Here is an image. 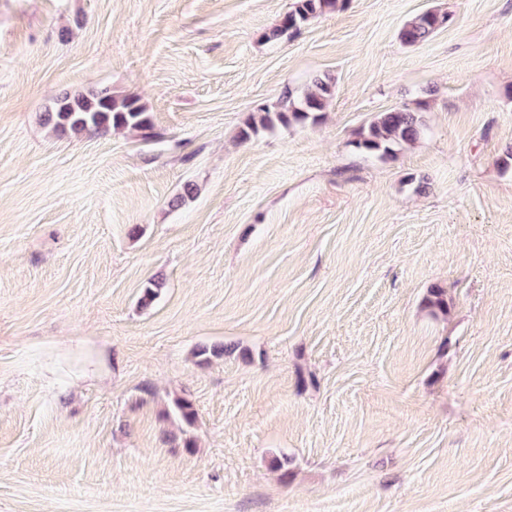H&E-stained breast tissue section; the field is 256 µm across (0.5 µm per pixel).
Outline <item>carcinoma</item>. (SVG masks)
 Instances as JSON below:
<instances>
[{"label": "carcinoma", "instance_id": "carcinoma-1", "mask_svg": "<svg viewBox=\"0 0 512 512\" xmlns=\"http://www.w3.org/2000/svg\"><path fill=\"white\" fill-rule=\"evenodd\" d=\"M346 0H293L292 6L278 24L264 33L267 41L294 34L313 19L344 6ZM448 12L426 10L411 17L399 32L400 42L415 46L429 41L435 33L448 26ZM334 80L327 75L315 76L300 90H290L275 104H262L249 113L238 132L242 142L261 131L278 126L318 122L334 96ZM41 121L58 137H79L85 134L107 135L118 130L134 131L143 140L159 137L147 109L136 96H118L107 88L66 90L50 99L41 113ZM425 124L419 112L406 106L377 113L357 133L351 145L355 151L392 158L403 149L421 140ZM197 187L187 182L181 192L169 200V206L180 208L195 198ZM427 307L432 315L448 314L446 291L430 289Z\"/></svg>", "mask_w": 512, "mask_h": 512}]
</instances>
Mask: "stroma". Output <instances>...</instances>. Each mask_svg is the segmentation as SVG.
Listing matches in <instances>:
<instances>
[{
  "label": "stroma",
  "instance_id": "35a3bbf8",
  "mask_svg": "<svg viewBox=\"0 0 512 512\" xmlns=\"http://www.w3.org/2000/svg\"><path fill=\"white\" fill-rule=\"evenodd\" d=\"M291 2L0 0V512H512V0L265 40ZM319 74L320 123L238 140ZM88 87L159 139L40 124ZM401 106L418 143L352 148ZM452 20L448 12L426 10L411 17L399 32L400 42L405 46H415L429 41L441 28Z\"/></svg>",
  "mask_w": 512,
  "mask_h": 512
}]
</instances>
